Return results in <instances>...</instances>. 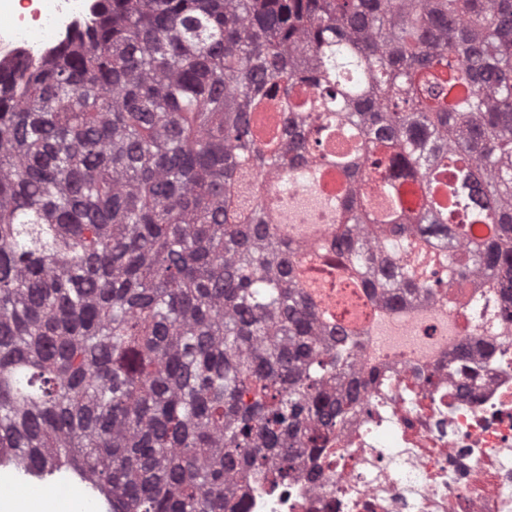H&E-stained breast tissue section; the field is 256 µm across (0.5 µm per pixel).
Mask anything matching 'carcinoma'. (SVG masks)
<instances>
[{
	"mask_svg": "<svg viewBox=\"0 0 512 512\" xmlns=\"http://www.w3.org/2000/svg\"><path fill=\"white\" fill-rule=\"evenodd\" d=\"M323 168L333 231L285 230L264 184ZM339 283L480 288L512 325V0H96L0 67L1 458L112 512H246L375 381L314 297ZM451 372L478 381L469 347Z\"/></svg>",
	"mask_w": 512,
	"mask_h": 512,
	"instance_id": "cac0c4a2",
	"label": "carcinoma"
}]
</instances>
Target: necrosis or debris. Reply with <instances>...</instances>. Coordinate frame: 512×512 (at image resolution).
<instances>
[{"mask_svg": "<svg viewBox=\"0 0 512 512\" xmlns=\"http://www.w3.org/2000/svg\"><path fill=\"white\" fill-rule=\"evenodd\" d=\"M31 20L0 4V65L46 54L92 11L91 0H40ZM361 359L377 381L317 461L285 481L260 479L248 512H512V348L487 359L500 330L486 302L482 326L422 303L391 312ZM485 364L463 392L446 365L462 346Z\"/></svg>", "mask_w": 512, "mask_h": 512, "instance_id": "1", "label": "necrosis or debris"}]
</instances>
